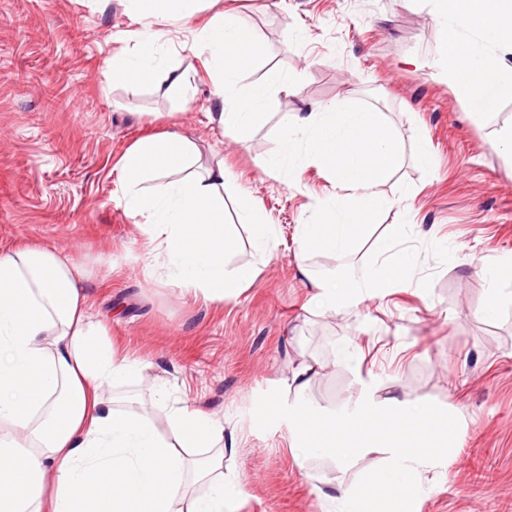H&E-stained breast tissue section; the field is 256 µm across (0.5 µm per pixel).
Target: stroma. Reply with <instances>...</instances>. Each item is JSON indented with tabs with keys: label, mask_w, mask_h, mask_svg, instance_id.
Segmentation results:
<instances>
[{
	"label": "stroma",
	"mask_w": 512,
	"mask_h": 512,
	"mask_svg": "<svg viewBox=\"0 0 512 512\" xmlns=\"http://www.w3.org/2000/svg\"><path fill=\"white\" fill-rule=\"evenodd\" d=\"M243 16L263 52L242 88L279 74L291 82L273 94L269 120L244 142L209 120L215 111L214 62L187 45L213 14ZM142 23L122 0H0V247L53 243L80 266L94 312L112 324V341L149 366L114 391L118 403L141 400L161 432L167 408L153 403L156 379L173 397L201 396L224 418V473L240 495L234 512H337L338 480L356 485L378 468L369 454L338 469L303 456L286 421L260 430L257 398L275 388L288 401L322 411L353 407L362 386L379 397L432 401L461 416L459 447L421 472L416 512H512V302L487 321L483 268L512 255V156L491 143L512 126V92H487L478 115L438 76L444 32L428 0H203L190 24L167 25L175 49L169 67L188 71L187 96L165 77L130 90L107 82L105 62L134 46ZM364 103L382 112L403 148V164L378 191L393 205L372 236L345 258L310 254V268L362 272L376 237L416 220L422 246L416 281L385 297L356 300L322 314L297 270L295 227L324 199L346 200L333 175L314 165L272 176L259 165L275 150L284 115L320 106ZM180 125L201 161H223L224 226L238 241L227 263L260 273L223 304L187 293L156 273L140 274L150 246L121 204L118 162L147 132ZM432 155L422 168L419 149ZM250 202L277 236L256 244L240 208ZM448 244L438 263L425 247ZM345 342L358 355L336 358ZM317 367L304 393L288 381Z\"/></svg>",
	"instance_id": "1"
}]
</instances>
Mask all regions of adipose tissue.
I'll return each mask as SVG.
<instances>
[{
    "mask_svg": "<svg viewBox=\"0 0 512 512\" xmlns=\"http://www.w3.org/2000/svg\"><path fill=\"white\" fill-rule=\"evenodd\" d=\"M144 26L136 47L106 62L110 82L136 89L166 70L168 20L190 22L200 0H125ZM445 28L441 68L454 96L474 112L489 88H512V0H432ZM192 51L217 67L214 121L224 132L262 126L271 75L241 90L259 48L244 18L216 15ZM188 133L171 128L135 140L120 159L121 201L170 281L214 303L256 277L252 265L227 267L236 242L224 230L223 163L201 166ZM108 322L96 318L73 257L55 245L0 247V512H231L239 494L225 480L224 421L195 401L168 412L161 433L140 404L104 398L140 376L145 363L118 354Z\"/></svg>",
    "mask_w": 512,
    "mask_h": 512,
    "instance_id": "1",
    "label": "adipose tissue"
}]
</instances>
